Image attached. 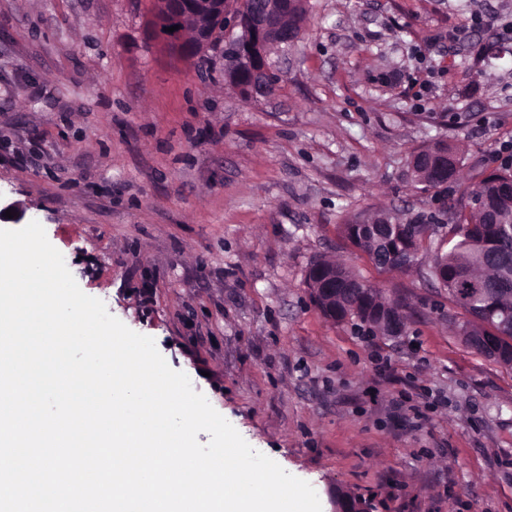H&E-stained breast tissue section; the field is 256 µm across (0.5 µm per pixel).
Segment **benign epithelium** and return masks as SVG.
<instances>
[{
    "instance_id": "benign-epithelium-1",
    "label": "benign epithelium",
    "mask_w": 512,
    "mask_h": 512,
    "mask_svg": "<svg viewBox=\"0 0 512 512\" xmlns=\"http://www.w3.org/2000/svg\"><path fill=\"white\" fill-rule=\"evenodd\" d=\"M304 7V0H158L154 14L156 29L168 24L187 21L191 24L188 37L170 39L177 49L189 57H206L222 48L218 36L229 30H238L232 37L225 57L231 59L233 69L248 72V84L237 88L251 101L260 95H272L275 83L269 65L272 48L297 41L301 28L284 24L285 15L293 6ZM319 288L312 295L315 305L331 317H336V293L340 291L336 275L322 267L313 269ZM373 316L384 324L387 333L395 335L402 330L390 307L378 305ZM332 512H362L354 507L350 495L341 488L331 492Z\"/></svg>"
}]
</instances>
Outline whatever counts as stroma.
<instances>
[{"label":"stroma","mask_w":512,"mask_h":512,"mask_svg":"<svg viewBox=\"0 0 512 512\" xmlns=\"http://www.w3.org/2000/svg\"><path fill=\"white\" fill-rule=\"evenodd\" d=\"M154 0H0V204L38 221L80 289L154 339L255 450L377 512H512V368L467 347L430 273L384 270L341 235L382 212L441 217L411 156L462 173L512 146V41L448 31L512 0H308L245 101L158 37ZM345 262L404 302L400 335L326 318L305 283ZM391 366L379 370L378 358Z\"/></svg>","instance_id":"35a3bbf8"}]
</instances>
